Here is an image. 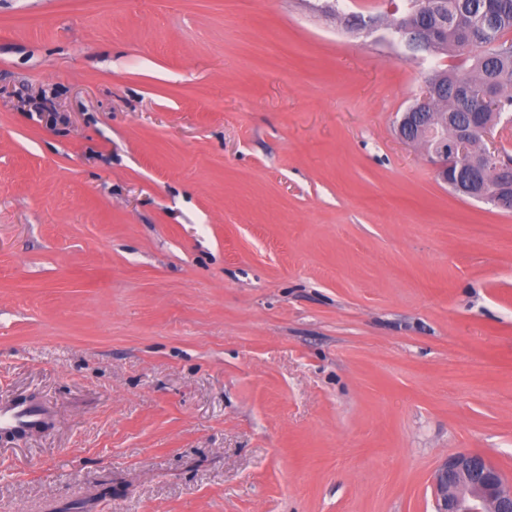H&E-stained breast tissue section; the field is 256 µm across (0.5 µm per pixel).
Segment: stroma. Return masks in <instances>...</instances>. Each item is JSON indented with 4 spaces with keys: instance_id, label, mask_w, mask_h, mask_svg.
<instances>
[{
    "instance_id": "35a3bbf8",
    "label": "stroma",
    "mask_w": 512,
    "mask_h": 512,
    "mask_svg": "<svg viewBox=\"0 0 512 512\" xmlns=\"http://www.w3.org/2000/svg\"><path fill=\"white\" fill-rule=\"evenodd\" d=\"M386 0H0V512H435L512 481V211L397 121ZM44 422L45 412L34 401L19 399L8 406L0 405V432L23 436ZM437 512H512V485L488 459L464 453L444 462L433 480Z\"/></svg>"
}]
</instances>
